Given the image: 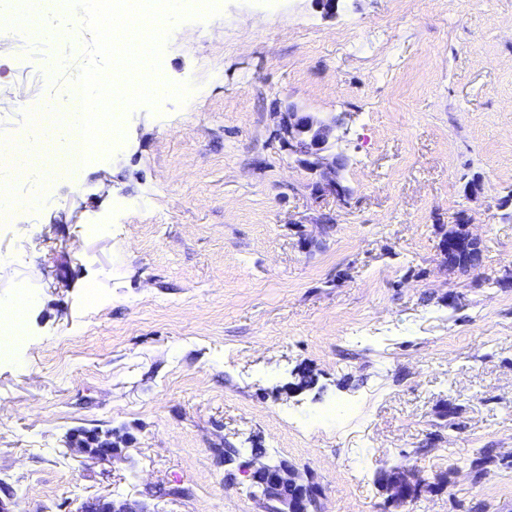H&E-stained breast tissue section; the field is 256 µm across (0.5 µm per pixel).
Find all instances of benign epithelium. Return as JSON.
<instances>
[{"mask_svg": "<svg viewBox=\"0 0 512 512\" xmlns=\"http://www.w3.org/2000/svg\"><path fill=\"white\" fill-rule=\"evenodd\" d=\"M341 119L316 112H306L295 105L280 113L279 139L303 167L316 178L319 192L343 201L348 189L343 184L342 172L346 162L336 153L337 132ZM470 219L461 216L455 227L443 238V247L456 245L465 238L473 243L480 239L469 234L465 224ZM72 450L99 461L112 460L111 444L92 435H74L70 439ZM252 486L260 493L265 512H318L320 489L313 478L302 479L295 467L283 460L264 463L261 454L252 461ZM386 489L385 508H400L425 487V480L409 465L403 464L390 471ZM76 512H148L146 506L135 500H113L105 496L84 499Z\"/></svg>", "mask_w": 512, "mask_h": 512, "instance_id": "obj_1", "label": "benign epithelium"}]
</instances>
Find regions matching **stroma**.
I'll list each match as a JSON object with an SVG mask.
<instances>
[{
    "instance_id": "obj_1",
    "label": "stroma",
    "mask_w": 512,
    "mask_h": 512,
    "mask_svg": "<svg viewBox=\"0 0 512 512\" xmlns=\"http://www.w3.org/2000/svg\"><path fill=\"white\" fill-rule=\"evenodd\" d=\"M217 4L169 31L187 101L120 110L111 151L0 227V302L38 298L0 359V487L21 512H261L259 448L322 512H383L402 460L431 485L403 512H512V0ZM34 38L0 53L2 141L46 103ZM292 103L343 116L346 202L276 138ZM463 212L467 272L441 249ZM77 429L112 431V461ZM71 449L79 454L88 455L99 461H112V445L108 442L96 439L94 435H74L70 439ZM76 512H150L146 506L135 500H113L105 496L84 499Z\"/></svg>"
}]
</instances>
